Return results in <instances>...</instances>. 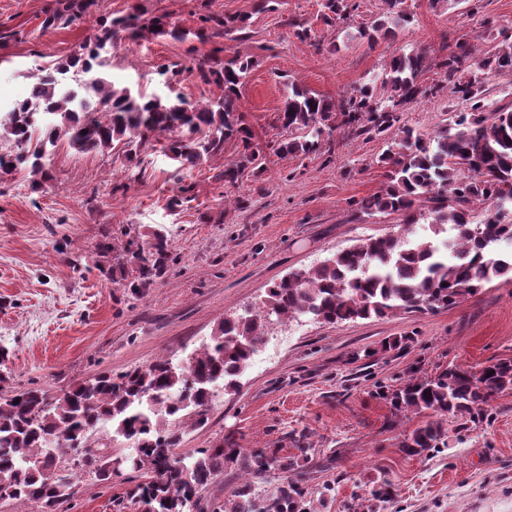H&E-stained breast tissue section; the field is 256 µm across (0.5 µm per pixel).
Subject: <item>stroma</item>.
<instances>
[{
    "label": "stroma",
    "instance_id": "35a3bbf8",
    "mask_svg": "<svg viewBox=\"0 0 512 512\" xmlns=\"http://www.w3.org/2000/svg\"><path fill=\"white\" fill-rule=\"evenodd\" d=\"M251 22L245 41H225L222 59H254L242 90L240 115L254 133L266 172L263 182L237 184L214 174L237 155L234 142L194 168L198 196L173 212L177 165L162 148L129 165L125 147L78 154L60 147L53 178L32 191L27 172L0 179V348H7L8 382L0 392L27 387L54 391L101 371L141 369L168 355L181 360L208 342L227 316L263 305L268 287L370 237L397 236L396 217L354 219L350 199L378 191L386 171L377 163L384 141L336 132L333 158L281 157L271 141L287 137L278 116L286 83L329 98L370 82L389 59L384 46L345 41L320 19L321 0H285L276 12H257V0H98L115 16L142 3L195 29L204 2ZM55 0H0V105L25 99L35 82V58L63 59L92 33L83 18L68 27L43 28ZM480 18L470 0H405L411 23L399 37L405 50L425 51L430 62L465 39L474 55L512 38V0H483ZM297 18L314 40H300L284 25ZM198 40L158 37L120 40L100 74L136 91L162 92L163 65H187L203 52ZM460 100L440 97L406 107L409 125L433 135L448 125ZM251 198L238 209V196ZM168 229L175 262L165 283L143 296L125 294L100 277L96 245L143 242L156 226ZM278 347L253 363L239 388L218 395L205 425L186 429L181 451L230 441L248 450L276 448L295 456L304 441L308 461L284 474L269 470L260 489L284 478L298 481L311 512H512V391L497 394L483 420L448 424L446 446L418 456L403 452L405 434L421 414L394 413L389 395L409 378L433 376L448 365L472 371L512 358V281L493 280L455 307L399 312L382 319L322 325L306 317L271 325ZM403 339L401 349L385 342ZM138 477L128 470L111 481L76 476L75 493L60 512H136L128 491Z\"/></svg>",
    "mask_w": 512,
    "mask_h": 512
}]
</instances>
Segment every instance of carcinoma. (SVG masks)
Wrapping results in <instances>:
<instances>
[{
  "label": "carcinoma",
  "mask_w": 512,
  "mask_h": 512,
  "mask_svg": "<svg viewBox=\"0 0 512 512\" xmlns=\"http://www.w3.org/2000/svg\"><path fill=\"white\" fill-rule=\"evenodd\" d=\"M385 3L386 11L358 35L372 47L381 42L391 48L381 77L386 94L378 95L372 82L333 99L290 82L279 116L289 137L274 141L272 148L283 157L323 151L331 158L332 137L339 129L385 141L377 164L387 169L386 184L350 207L357 218L398 217L403 234L364 239L305 272L283 277L267 289L261 310L224 319L210 341L185 360L162 356L144 369L97 373L58 394L33 387L1 396L0 500L33 512H57L74 494L77 471L89 468L98 480L112 481L107 471L112 454L101 447L96 455L88 448L90 433L109 425L113 435L133 442L126 466L142 481L130 495L142 498L151 512H195L199 492L224 470V463L238 461L241 450L220 445L178 453L181 430L163 424V416L180 421L185 411L192 426L204 425L218 388L237 389L238 377L266 342L269 323L305 315L333 325L398 311L447 309L494 279H512V255L496 251L501 241H512V222L500 218L504 205L512 204V104L495 106L485 95L490 75L512 73V42L492 44L472 62L468 43L460 40L458 52L437 64L441 79L428 84L426 54L395 47L408 23L403 0ZM94 6L96 0H57L43 27L69 26L91 15ZM359 7V0H322L320 19L333 27ZM200 22L198 29L184 30L169 14L148 16L140 6L121 16L95 17L90 53L74 52L39 66L32 100L0 113V130L12 143L11 150L0 152V177L26 170L31 190L41 189L63 140L78 153L109 151L114 142L124 141L126 161L137 166L152 138L166 134L167 151L180 171H192L234 141L237 158L224 167L220 180L234 183L245 174L259 180L265 172L263 155L238 114L241 88L255 61L217 57L224 51L222 39L249 37L247 18L210 10ZM122 33L134 41L192 35L215 44L212 53L194 59L192 66H164L161 74L170 82L186 71L200 83L220 88L221 94L191 103L179 93L135 94L105 82L96 76L104 65L101 52L117 47ZM72 70L92 74L94 98L60 91L59 76ZM449 84L465 111L454 113L450 124L432 136L406 124L409 104L434 98ZM196 198V183L182 176L168 207L175 211ZM422 220L429 221L434 235L448 233L446 248L456 262H448L434 240L408 238V230ZM147 236L137 246L132 241L120 248L110 240L98 244L104 258L101 275L135 297L161 282L174 261L166 229L154 228ZM508 389L511 359H499L476 373L448 366L430 378L410 379L392 394L393 409L428 412L431 419L406 434L401 448L415 456L445 444L447 420L482 419L492 397ZM273 465L288 473L299 468V459L281 457L276 448L249 453L251 479L231 498L213 503L211 512H310L296 482L288 481L264 498L250 492Z\"/></svg>",
  "instance_id": "carcinoma-1"
}]
</instances>
